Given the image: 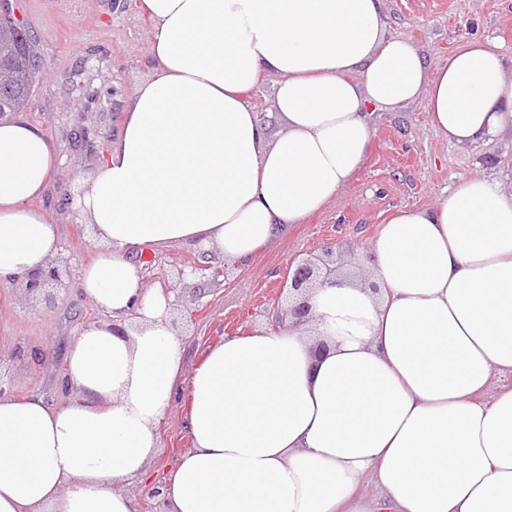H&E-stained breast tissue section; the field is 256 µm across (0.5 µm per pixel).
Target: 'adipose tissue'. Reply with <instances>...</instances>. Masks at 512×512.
<instances>
[{
	"label": "adipose tissue",
	"instance_id": "adipose-tissue-1",
	"mask_svg": "<svg viewBox=\"0 0 512 512\" xmlns=\"http://www.w3.org/2000/svg\"><path fill=\"white\" fill-rule=\"evenodd\" d=\"M147 77L75 208L98 246L76 286L104 321L71 341L69 398L0 397V512H137L125 486L159 448L178 393L192 446L165 512H512V180L462 179L397 210L366 277L309 293L307 329L208 346L192 371L174 301L133 256L193 245L245 267L359 170L368 106L423 101L455 144L512 131V79L471 39L437 67L386 39L381 0H138ZM276 77L270 139L248 94ZM56 149L0 118V287L35 274L59 230L32 200ZM373 485V494L363 491Z\"/></svg>",
	"mask_w": 512,
	"mask_h": 512
}]
</instances>
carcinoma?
Here are the masks:
<instances>
[{
    "mask_svg": "<svg viewBox=\"0 0 512 512\" xmlns=\"http://www.w3.org/2000/svg\"><path fill=\"white\" fill-rule=\"evenodd\" d=\"M40 67L36 41L22 25L0 28V114L22 111Z\"/></svg>",
    "mask_w": 512,
    "mask_h": 512,
    "instance_id": "obj_1",
    "label": "carcinoma"
}]
</instances>
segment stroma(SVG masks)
I'll list each match as a JSON object with an SVG mask.
<instances>
[{
	"label": "stroma",
	"mask_w": 512,
	"mask_h": 512,
	"mask_svg": "<svg viewBox=\"0 0 512 512\" xmlns=\"http://www.w3.org/2000/svg\"><path fill=\"white\" fill-rule=\"evenodd\" d=\"M7 2L35 37L42 58V75L22 116L56 147L55 173L35 205L59 228L55 264L75 272L94 250L87 225L72 215L69 194L115 140L124 101L149 73L150 24L136 0ZM382 15L386 38L412 41L429 66L476 37L497 47L512 78V0H383ZM371 120L369 150L352 180L322 212L261 248L249 268H234L215 253L205 275L192 277L181 270L185 262L203 259L195 247H149L136 254L147 284L163 281L174 290L171 324L185 342L186 368L225 335L271 327L269 311L293 259L321 255L333 240L342 263L362 265L369 243L395 211L434 205L472 175L497 176V161L507 150L499 139L478 146L448 142L432 128L420 101L374 108ZM4 295L0 288V373L13 376L14 397L38 392L62 402L58 384L69 343L79 326L100 320V312L74 287L50 304L20 297L8 307ZM35 347L51 348L50 361L31 359ZM185 410V398L177 397L158 426L159 451L144 482L134 486L139 512H162L161 498L149 491L162 486L178 456L192 446Z\"/></svg>",
	"instance_id": "1"
}]
</instances>
